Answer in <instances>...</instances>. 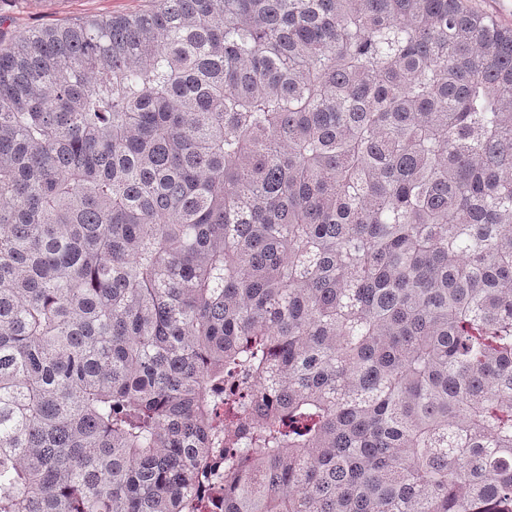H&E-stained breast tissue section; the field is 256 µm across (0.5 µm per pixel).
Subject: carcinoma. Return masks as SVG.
<instances>
[{"mask_svg":"<svg viewBox=\"0 0 512 512\" xmlns=\"http://www.w3.org/2000/svg\"><path fill=\"white\" fill-rule=\"evenodd\" d=\"M512 512V27L157 0L0 44V512Z\"/></svg>","mask_w":512,"mask_h":512,"instance_id":"cac0c4a2","label":"carcinoma"}]
</instances>
